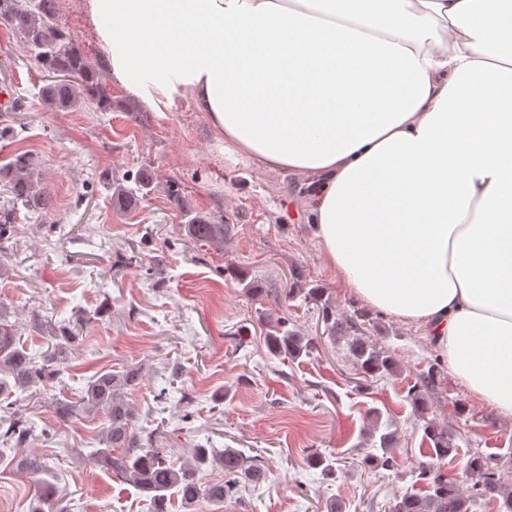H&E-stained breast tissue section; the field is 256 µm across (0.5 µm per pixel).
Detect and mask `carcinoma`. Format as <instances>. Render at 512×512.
I'll use <instances>...</instances> for the list:
<instances>
[{"mask_svg": "<svg viewBox=\"0 0 512 512\" xmlns=\"http://www.w3.org/2000/svg\"><path fill=\"white\" fill-rule=\"evenodd\" d=\"M0 22L19 32L28 42L38 64L60 79L40 90L42 103L50 110H69L85 101L96 104L101 111L112 108V99L103 83V77L87 60L77 40L54 21V0H0ZM0 183L9 188L16 202L34 214L42 215L48 199L41 187L36 164L28 153L14 155L0 166ZM112 202L127 207L134 199L132 189L121 183L111 184ZM188 239L204 245L224 244L228 231L225 224H213L207 218L194 216L183 225ZM289 297L322 306L326 311L325 325L330 339L345 342L348 357L357 370L367 376L392 375L397 371L395 360L377 346L360 336V324L353 318H334L331 306L321 288L299 284L288 292ZM266 327L265 339L274 356L298 358L310 355L312 339L295 330L287 329L288 320L262 319ZM82 328L78 319L61 330L51 329L47 350L40 356L29 354L13 325L0 321V445L7 448H27L35 437L34 425L14 412L11 398L34 387L44 389L60 381L61 365L68 359L71 343ZM437 370L429 367L419 375L417 385L411 387L409 398L420 413L424 412V392L435 383ZM142 372L130 367L119 372L101 368L86 379L85 387L74 401L56 400L57 417L68 420L80 413L99 412L106 417L102 432V447L92 452L97 462L106 465L116 478L128 484L150 502L151 512H168L171 497L180 499L181 507L192 508L201 500L222 503L231 497L239 479L260 482L265 477L261 464L236 448H209L197 444L189 459L177 465L167 459L160 447L161 435L155 429L135 426V413L127 400L129 392L141 384ZM367 441L376 450L370 461L387 470L398 466L396 434L367 430ZM424 435L431 444V458L442 461L455 451L453 434L446 425L430 421L424 426ZM18 466L24 473L37 478L38 499L49 505V512H67L55 498L54 488L40 475L47 465L39 455L28 452L20 456ZM220 467L228 480L207 483L199 478L204 468ZM464 473L472 481L463 492L435 467L425 463L417 468V478L427 484L428 492L405 494L395 499L391 512H478L486 499L500 501L499 512H512V487L504 484L498 474V463L491 456L474 455L464 466Z\"/></svg>", "mask_w": 512, "mask_h": 512, "instance_id": "1", "label": "carcinoma"}]
</instances>
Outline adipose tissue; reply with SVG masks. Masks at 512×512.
<instances>
[{
	"label": "adipose tissue",
	"instance_id": "1",
	"mask_svg": "<svg viewBox=\"0 0 512 512\" xmlns=\"http://www.w3.org/2000/svg\"><path fill=\"white\" fill-rule=\"evenodd\" d=\"M153 111L186 93L221 155L309 177L316 235L512 415V0H86Z\"/></svg>",
	"mask_w": 512,
	"mask_h": 512
}]
</instances>
